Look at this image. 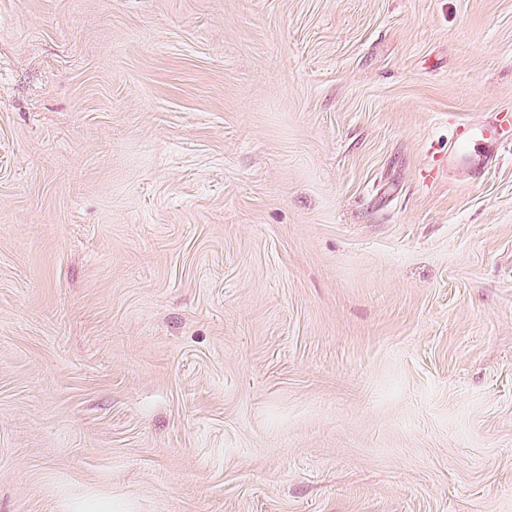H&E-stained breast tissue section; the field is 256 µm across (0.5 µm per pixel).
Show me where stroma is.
Wrapping results in <instances>:
<instances>
[{
	"label": "stroma",
	"instance_id": "35a3bbf8",
	"mask_svg": "<svg viewBox=\"0 0 512 512\" xmlns=\"http://www.w3.org/2000/svg\"><path fill=\"white\" fill-rule=\"evenodd\" d=\"M501 113L512 0H0V512H512ZM453 138L448 143V165L465 170L484 169L493 158V150L501 143L512 142V124L507 115L498 123L464 121L455 125Z\"/></svg>",
	"mask_w": 512,
	"mask_h": 512
}]
</instances>
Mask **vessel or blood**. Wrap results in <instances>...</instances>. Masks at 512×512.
I'll return each mask as SVG.
<instances>
[{
  "label": "vessel or blood",
  "instance_id": "b4317fda",
  "mask_svg": "<svg viewBox=\"0 0 512 512\" xmlns=\"http://www.w3.org/2000/svg\"><path fill=\"white\" fill-rule=\"evenodd\" d=\"M512 140V119L498 122L464 121L458 123L448 144V162L469 171L484 169L493 158L494 149Z\"/></svg>",
  "mask_w": 512,
  "mask_h": 512
}]
</instances>
